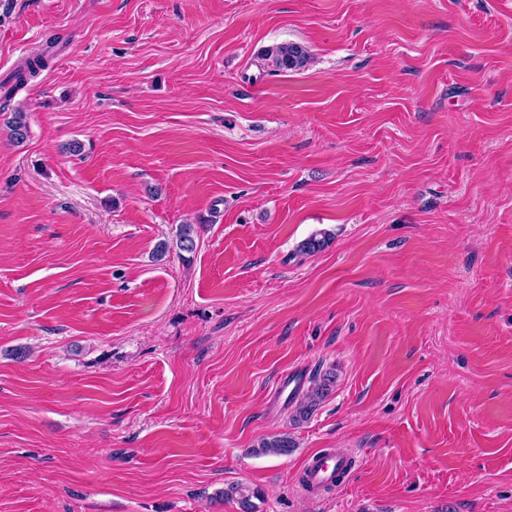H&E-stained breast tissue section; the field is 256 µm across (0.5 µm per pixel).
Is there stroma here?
Here are the masks:
<instances>
[{"mask_svg":"<svg viewBox=\"0 0 512 512\" xmlns=\"http://www.w3.org/2000/svg\"><path fill=\"white\" fill-rule=\"evenodd\" d=\"M39 50L0 122V512H512V0H0V80ZM287 371L336 375L308 418ZM266 57L270 58L277 71H299L311 63L308 49L294 42H284L266 50ZM353 459L352 452L340 449L335 454L317 457L310 464L308 469V483L310 487L316 488L331 485L336 478L346 472H350V461Z\"/></svg>","mask_w":512,"mask_h":512,"instance_id":"1","label":"stroma"}]
</instances>
